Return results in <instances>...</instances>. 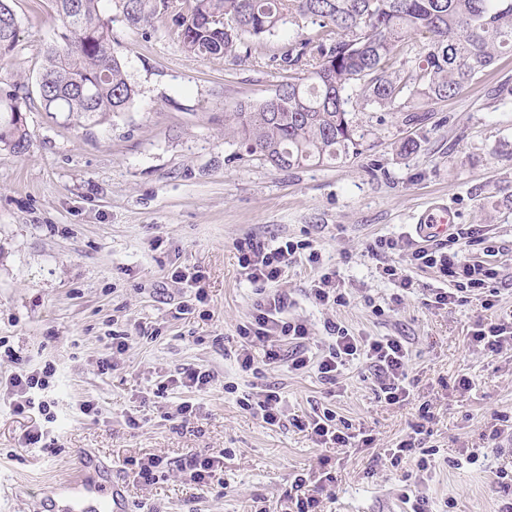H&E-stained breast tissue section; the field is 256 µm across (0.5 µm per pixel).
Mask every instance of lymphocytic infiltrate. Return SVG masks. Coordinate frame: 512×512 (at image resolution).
<instances>
[{
  "label": "lymphocytic infiltrate",
  "instance_id": "obj_1",
  "mask_svg": "<svg viewBox=\"0 0 512 512\" xmlns=\"http://www.w3.org/2000/svg\"><path fill=\"white\" fill-rule=\"evenodd\" d=\"M239 266L247 281L256 285L258 300L245 324L238 329L241 342L234 351L238 367L261 378L266 367L287 366L289 372L306 373L316 371L322 383L336 385L344 368L353 362L365 364L380 397L385 402L396 404L409 396L406 385L409 348L399 336H361L350 333L340 323L327 324V336L319 348L310 346V330L305 321L293 317L290 310L292 301L275 292L274 287L284 276L287 268L299 262H306L318 270L312 280L308 295L319 306L336 308L346 305L347 298L339 273L335 268L324 266L317 250L301 241L285 240L269 245L256 239H245L238 243ZM379 262L381 278L396 288L391 300L402 303L405 295L414 290L410 269H434L441 276L452 279L449 288L432 289L426 301L428 307L445 309L460 306L471 300H483L485 308H492V301L486 300V292L492 291L493 283L499 277L496 268L483 262H470L456 252H448L444 246L425 247L410 237L380 238L372 250ZM472 341L483 354L501 355L512 352V313L479 322L472 335ZM8 359L18 365L19 370L6 383L5 395L9 406L16 415L32 411L43 416L44 425L34 426L25 436L28 446H35L49 437L47 423L53 422L51 401L42 393L49 386L50 369H28L24 357L14 349H6ZM434 414L430 403L419 407V419L411 423L410 433L390 449L391 465L408 463L412 474L423 476L435 467V448L423 447L420 439L425 423L431 422ZM310 439L318 446L353 448L369 446L374 436L353 433L335 410L328 406L314 408L303 423ZM183 479L190 484L204 487L220 481L224 471V459L204 451L187 455L178 463ZM334 478L331 473H301L295 475L288 494V500L296 512H317L320 497Z\"/></svg>",
  "mask_w": 512,
  "mask_h": 512
}]
</instances>
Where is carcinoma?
Segmentation results:
<instances>
[{
  "instance_id": "obj_1",
  "label": "carcinoma",
  "mask_w": 512,
  "mask_h": 512,
  "mask_svg": "<svg viewBox=\"0 0 512 512\" xmlns=\"http://www.w3.org/2000/svg\"><path fill=\"white\" fill-rule=\"evenodd\" d=\"M13 0H0V58L14 52ZM66 28L51 46L37 92L46 112L118 115L137 94L112 45L101 0H55ZM133 27L158 15L186 49L205 56L259 60L257 40L286 23L313 25L288 39L280 61L288 75L258 104L224 113V133L249 155L290 170L325 166L362 154L368 136L353 120L357 105L397 108L412 125L428 106L457 96L512 53V0H111ZM425 43L415 67L393 69L409 41ZM31 136L16 91L0 94V148L29 151Z\"/></svg>"
}]
</instances>
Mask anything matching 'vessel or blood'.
Wrapping results in <instances>:
<instances>
[{
    "instance_id": "vessel-or-blood-1",
    "label": "vessel or blood",
    "mask_w": 512,
    "mask_h": 512,
    "mask_svg": "<svg viewBox=\"0 0 512 512\" xmlns=\"http://www.w3.org/2000/svg\"><path fill=\"white\" fill-rule=\"evenodd\" d=\"M458 219L456 211L440 204L419 217L416 229L422 237H435ZM80 468L82 478L60 482L48 491L42 512H127L123 492L113 486L107 468L95 456L83 454Z\"/></svg>"
}]
</instances>
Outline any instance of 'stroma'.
I'll return each instance as SVG.
<instances>
[{
  "label": "stroma",
  "mask_w": 512,
  "mask_h": 512,
  "mask_svg": "<svg viewBox=\"0 0 512 512\" xmlns=\"http://www.w3.org/2000/svg\"><path fill=\"white\" fill-rule=\"evenodd\" d=\"M18 46L0 60V89L13 83L35 90L48 48L63 31L53 0H14ZM116 50L138 94L124 113L93 123L65 112H44L28 100L32 137L27 154L0 150V337L31 367L51 366L49 396L55 419L52 450L22 445L33 420L0 406V512H38L53 483L79 472L82 454L112 467L129 512H288L296 473L336 477L321 512H402L405 467L391 466L394 447L418 418L423 402L436 416L426 445L438 448L436 470L418 487L432 512H498L503 496L491 486L512 456L489 454L484 464L454 467L462 449L482 447V433L500 413L512 412V356L480 353L471 334L488 318L479 301L444 310L422 303L441 286L435 270L415 269V291L402 304L390 297L369 247L378 237L414 234L432 203L460 212L482 227L486 244L470 260H489L503 273L496 285L501 311L512 310V54L456 97L434 104L429 118L406 125L395 110L357 109L372 149L333 165L282 171L257 156L238 155L224 133V114L238 102L270 96L284 77L269 61L288 40L291 25L262 41L265 62L188 52L167 18L132 28L110 12ZM419 147L402 154L400 144ZM310 241L339 271L348 306L334 312L307 296L317 270L292 267L279 286L292 315L323 340L325 325L342 321L352 332L402 336L409 343L410 396L381 400L365 365L344 370L336 392L316 373L268 368L262 378L224 356L237 348L238 328L257 299L238 265V241ZM496 249L486 257L485 247ZM184 267L200 270L203 300L171 281ZM383 313L375 315L371 305ZM128 331L124 352L112 350L109 330ZM113 368L100 373L97 362ZM210 371L202 392L159 382L180 373ZM474 378L462 391L457 381ZM279 390L288 417L269 426L242 410L240 395L254 385ZM330 400L353 428L375 443L342 453L319 448L297 428L315 404ZM93 402L98 415L82 411ZM190 401L197 416L182 423ZM141 423L130 428L128 415ZM204 448L224 458L223 484L194 488L175 463ZM158 455L168 465L158 481L137 483L130 461Z\"/></svg>",
  "instance_id": "1"
}]
</instances>
